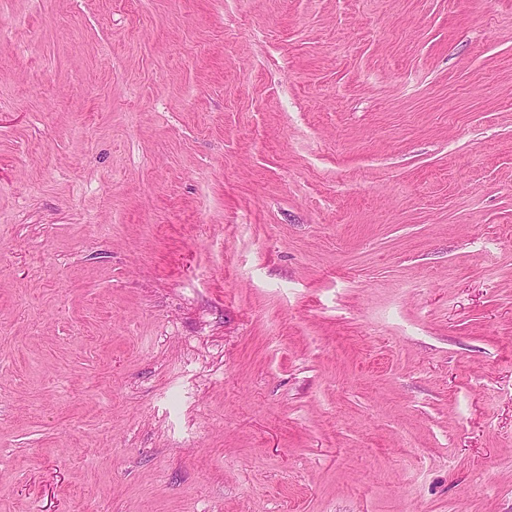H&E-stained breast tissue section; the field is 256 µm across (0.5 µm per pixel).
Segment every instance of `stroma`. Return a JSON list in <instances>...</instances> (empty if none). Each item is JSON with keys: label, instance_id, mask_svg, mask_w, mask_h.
<instances>
[{"label": "stroma", "instance_id": "35a3bbf8", "mask_svg": "<svg viewBox=\"0 0 512 512\" xmlns=\"http://www.w3.org/2000/svg\"><path fill=\"white\" fill-rule=\"evenodd\" d=\"M0 512H512V0H0Z\"/></svg>", "mask_w": 512, "mask_h": 512}]
</instances>
